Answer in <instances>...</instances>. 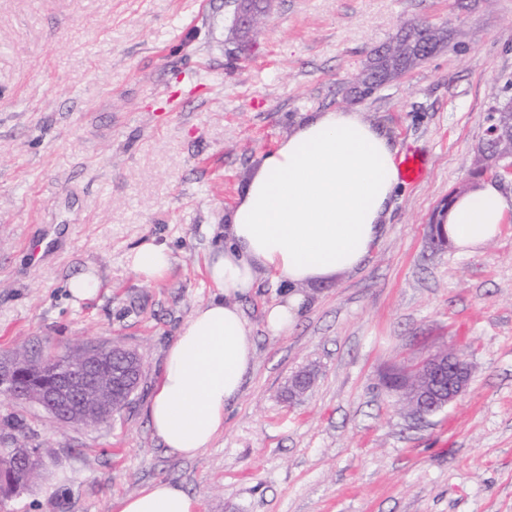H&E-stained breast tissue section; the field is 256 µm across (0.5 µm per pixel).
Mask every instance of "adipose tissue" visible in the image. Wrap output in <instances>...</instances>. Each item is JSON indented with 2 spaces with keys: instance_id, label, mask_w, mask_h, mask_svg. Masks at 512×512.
<instances>
[{
  "instance_id": "obj_1",
  "label": "adipose tissue",
  "mask_w": 512,
  "mask_h": 512,
  "mask_svg": "<svg viewBox=\"0 0 512 512\" xmlns=\"http://www.w3.org/2000/svg\"><path fill=\"white\" fill-rule=\"evenodd\" d=\"M398 148L357 112H319L266 152L207 260L215 294L182 326L147 408L151 429L168 451L197 456L224 430V413L254 364L251 328L237 299L266 272L288 292L271 304L273 333L292 324L296 289L358 269L373 249L401 180ZM512 220V200L487 181L456 197L444 230L471 251ZM146 280L164 277L170 250L143 242L129 256ZM115 512H199L180 486L154 483L114 503Z\"/></svg>"
}]
</instances>
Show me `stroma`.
Returning a JSON list of instances; mask_svg holds the SVG:
<instances>
[{
	"label": "stroma",
	"instance_id": "35a3bbf8",
	"mask_svg": "<svg viewBox=\"0 0 512 512\" xmlns=\"http://www.w3.org/2000/svg\"><path fill=\"white\" fill-rule=\"evenodd\" d=\"M231 0H0V358L24 345L137 352L129 406L65 425L0 397V448L46 465L0 512H114L166 481L199 512H512V223L473 252L428 243L432 213L470 181L489 112L512 98V0H279L248 58ZM445 47L353 105L347 80L413 22ZM353 109L424 165L405 182L360 268L302 286L287 333L260 275L239 305L253 369L224 431L186 459L146 408L167 350L213 289L205 260L265 152L311 112ZM46 238L53 254L32 256ZM165 244L145 281L128 256ZM79 271L101 288L73 302ZM458 348L465 391L421 421L384 382ZM314 370L302 399L289 380ZM131 268L147 281L164 277L171 268L170 250L163 244L143 242L129 255Z\"/></svg>",
	"mask_w": 512,
	"mask_h": 512
}]
</instances>
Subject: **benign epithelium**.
I'll list each match as a JSON object with an SVG mask.
<instances>
[{
	"mask_svg": "<svg viewBox=\"0 0 512 512\" xmlns=\"http://www.w3.org/2000/svg\"><path fill=\"white\" fill-rule=\"evenodd\" d=\"M276 0H236L234 27L244 33L256 27L259 15L271 16ZM123 353L112 347L90 344L81 348L80 360L61 354L51 370L47 386L32 387L20 382L29 365L14 362L0 364V394L21 398L40 405L64 424L88 425L112 412L109 393L128 385L138 374L136 365L124 371L116 369ZM412 374L414 383L406 385L415 417L423 419L442 411L466 389L470 364L462 354L438 350L427 358L403 369Z\"/></svg>",
	"mask_w": 512,
	"mask_h": 512,
	"instance_id": "7a95c632",
	"label": "benign epithelium"
}]
</instances>
